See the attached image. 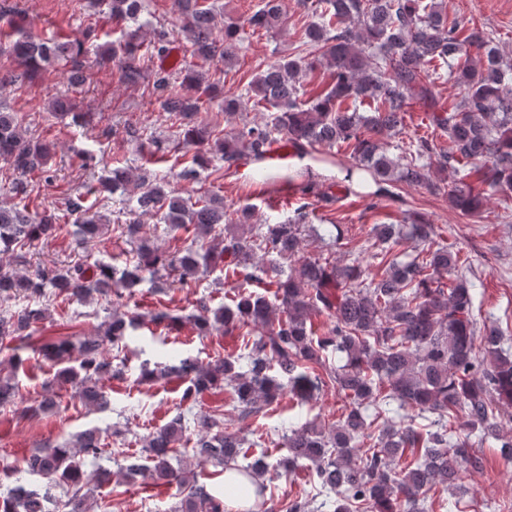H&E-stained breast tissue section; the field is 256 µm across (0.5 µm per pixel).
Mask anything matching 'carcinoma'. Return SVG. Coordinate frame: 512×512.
Returning <instances> with one entry per match:
<instances>
[{"label": "carcinoma", "mask_w": 512, "mask_h": 512, "mask_svg": "<svg viewBox=\"0 0 512 512\" xmlns=\"http://www.w3.org/2000/svg\"><path fill=\"white\" fill-rule=\"evenodd\" d=\"M172 5L193 55L204 63L219 57L228 65L246 29L270 32L286 22L278 0H265L244 23L226 22L220 30L216 0H172ZM298 5L317 16L303 28L308 54L271 63L249 82L253 106L272 107L274 116L226 133L202 116L219 93L218 85L190 66L167 71L175 47L162 27L143 32L138 17L144 0H106L120 38L100 45L101 60H119L120 80L126 84L138 82L142 59L157 60L152 94L178 132L166 144L151 141L139 174L114 167L97 184L66 198L82 244L110 228L94 211L90 196L125 197L128 218L110 228L131 245L120 265L87 255L66 268H24L32 249L55 238L65 225L46 208L30 210L29 182H13L18 202L0 204V254L10 255L22 269L0 270V301L25 305L0 312V344L29 339L53 297L83 302L130 297L145 282L163 290L189 288L216 268L226 279L241 277L262 292L239 291L214 310L202 301L194 326L200 336L224 328L246 353L205 365L186 357L173 365L141 367L140 382L175 379L182 393L175 414L147 435L144 453L124 456L125 478L178 485L180 499L172 512H224L223 494L172 465L188 429L186 414L202 395L227 388L242 415L257 417L266 414L286 386L302 402L331 386L344 399L339 420L288 427L283 435L288 455L277 459L275 468L291 474L304 464L314 482L313 498H322L326 512H426L428 491L438 485L453 488L463 467L482 466L470 437L459 433L460 414L480 440L501 438L499 406H512V353L502 347L505 333L498 326L478 327L476 291L460 269L459 251L436 242L434 226L426 220L415 217L409 224L414 254L408 261L395 251V225L370 229L378 260V272L370 278L357 259L341 263L302 254V228L309 211H334L355 186L372 198V208L393 197L398 183L441 190L431 178V164L423 162L434 156L442 170L463 172L447 191L451 205L463 214L478 212L485 200L466 182L474 170L483 173L484 183L504 202L511 201L512 61L503 62L483 30L463 19L448 22L440 0H298ZM9 28L0 30V41L7 40L19 61V77L31 80L60 67L72 87L85 82L82 50L97 42L95 27L64 40L46 39L13 23ZM322 68L328 71L325 88L314 100L299 101L304 82ZM440 70L459 87V100L450 107L433 91ZM414 97L427 102L430 127L445 141L438 145L420 137L402 155L390 156L381 137L402 133ZM75 109V99L68 97L49 105L56 119L94 120ZM280 138L300 154L344 144L349 164L325 190L309 173L293 172L288 176L297 196L293 216L281 224L254 226L251 238L229 229L252 224L253 207L232 210L217 194L185 198L171 184L172 177L196 179L214 153L230 165L243 156L261 161ZM52 156V144L25 137L17 113L0 110V159L20 175H36L50 184L56 178ZM168 161L167 169L156 167ZM143 214L165 225L176 241L172 249L163 250L147 234L140 222ZM182 231L193 236L179 246ZM257 250L262 258L256 261ZM321 316L330 327L319 331L314 318ZM149 321L172 329L178 317L163 307L150 312ZM259 324L267 330L252 335ZM135 327L134 319L114 312L89 336H62L44 346L42 355L59 365L52 384L74 387L90 410L106 409L110 399L102 378H124L122 363L106 355V347L122 351L121 343ZM333 351L346 358L336 369L326 364ZM25 362L15 353L12 372L0 374V408L17 403L16 373ZM393 402L417 410L400 429L394 427ZM56 406L54 397L45 396L19 417L52 413ZM196 424L192 451L197 466L214 467L216 476L234 475L235 493L259 505L258 512H309L310 501L301 497L278 505L265 498L261 478L270 466L268 455L245 447L241 430L232 428L224 414H202ZM107 447L101 431L88 428L71 442L44 444L21 467L1 466L0 479L12 480V486L0 494V512H90L85 461L100 457ZM21 472L66 489L65 497L54 499L20 483Z\"/></svg>", "instance_id": "obj_1"}]
</instances>
